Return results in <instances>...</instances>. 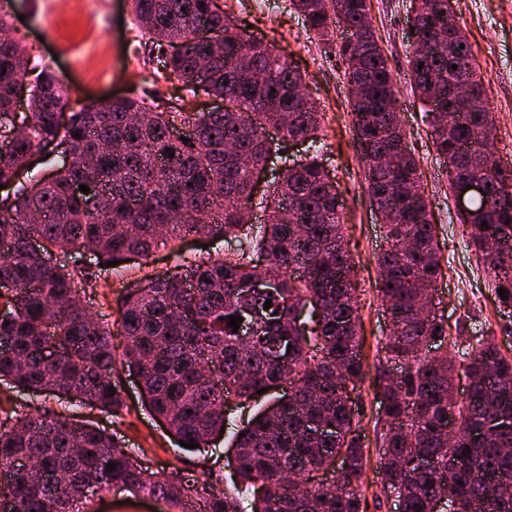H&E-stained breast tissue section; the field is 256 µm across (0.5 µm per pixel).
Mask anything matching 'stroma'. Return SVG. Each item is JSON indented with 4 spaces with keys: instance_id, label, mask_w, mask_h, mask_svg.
<instances>
[{
    "instance_id": "obj_1",
    "label": "stroma",
    "mask_w": 512,
    "mask_h": 512,
    "mask_svg": "<svg viewBox=\"0 0 512 512\" xmlns=\"http://www.w3.org/2000/svg\"><path fill=\"white\" fill-rule=\"evenodd\" d=\"M40 0H9L16 14L12 26L27 32L36 55L52 63L71 100H101L114 96H142L177 106L187 101L212 109L214 98L188 92L176 76L156 80L158 63L146 49L137 48L134 14L130 0H110L111 22L103 30L80 16L75 0H55L52 13H45ZM227 12L254 35L272 41L282 55L299 63L305 74L306 91L321 114L324 146L320 151L345 200L344 224L348 247L357 267L355 286L363 323L364 377L352 392L355 414L364 435L367 468L362 492L368 512H397L393 499L381 492L378 473L381 445L377 438L380 415L377 386L382 346L391 323L377 292L379 269L376 257L385 248V229L367 192L365 169L358 150L350 114V89L338 55L341 33L324 38L310 31L289 0H224ZM455 19L475 56L484 95L495 114L492 144L496 159L512 164V0H457ZM371 19L392 71L400 121L407 143L421 171L422 185L430 203L432 222L440 247L444 275L438 280L434 300L458 333L454 350L464 362L470 341L494 337L502 351L512 355V329L501 318L493 288L488 285L483 262L471 252L469 234L457 218V206L448 189V169L428 135L424 109L411 88L407 56L411 0H371ZM219 240L190 237L179 250L161 247L149 257H131L123 265L102 268L99 286L88 293L94 310L112 321L116 300L128 288L139 287L145 278L166 271L176 272L207 257L223 254ZM114 380L121 387L123 406L108 413L71 402L52 393L20 394L19 399L36 406L77 415L100 428L117 433L121 445L139 448L152 470L203 471L228 476L231 468L229 437L221 435L209 446L181 447L164 421L156 419L138 383L126 370L116 369Z\"/></svg>"
}]
</instances>
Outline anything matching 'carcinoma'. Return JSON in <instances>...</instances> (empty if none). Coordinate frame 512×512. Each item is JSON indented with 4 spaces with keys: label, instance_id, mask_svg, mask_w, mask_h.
<instances>
[{
    "label": "carcinoma",
    "instance_id": "cac0c4a2",
    "mask_svg": "<svg viewBox=\"0 0 512 512\" xmlns=\"http://www.w3.org/2000/svg\"><path fill=\"white\" fill-rule=\"evenodd\" d=\"M310 30L349 29L338 46L351 88L355 136L371 204L389 216L387 249L377 257L379 292L392 330L384 345L379 386L388 401L379 458L382 491L402 497V512H434L454 481L456 512H512V356L480 340L457 368L441 347L456 346L442 314L421 316L419 304L441 276L439 245L421 190L418 163L395 118L396 91L369 0H290ZM408 66L428 106L432 144L448 167V188L482 178L493 116L471 47L448 24L454 0H412ZM137 36L162 68L185 85L223 102L222 109L181 112L146 98L71 103L50 67L9 35L0 13V114L27 92L21 135L0 146V282L14 285L0 316V381L13 388L57 391L102 411L123 406L114 385L122 364L135 375L151 411L171 433L202 445L221 433L226 402L244 405L281 385L291 391L230 432L241 489L195 475L144 468L100 428L48 409L4 412L0 419V501L5 512H89L90 498L112 489L164 501L168 512H367L366 468L359 422L348 411L361 381L362 327L345 245L343 200L336 183L308 156L266 181L261 203L268 223H250L252 176L290 141L316 148L318 111L303 92L298 65L246 31L222 0H133ZM221 35L214 44L200 27ZM475 90L457 106L454 65ZM70 107L66 123L58 109ZM185 129L173 138L170 129ZM81 138H75V135ZM71 154L51 181L31 173L33 158L59 148ZM487 195L461 213L491 287L505 288L512 309V167L495 164ZM90 188L85 194L80 185ZM488 226H482V223ZM191 236L230 237L238 248L189 269L157 275L117 301L111 332L86 307L95 274L54 265V252L88 253L106 264L148 257L160 244ZM43 241L42 250L30 240ZM272 300L264 309L266 300ZM251 325V339L228 317ZM290 346L283 365L269 361ZM438 348L431 355L424 343ZM218 362L213 379L204 366ZM401 365L398 383L393 365ZM464 372L468 386L454 396ZM459 436L448 442V421ZM244 437H239V434ZM115 470H108V464ZM303 485L297 494L279 474ZM462 484H457V481Z\"/></svg>",
    "mask_w": 512,
    "mask_h": 512
}]
</instances>
